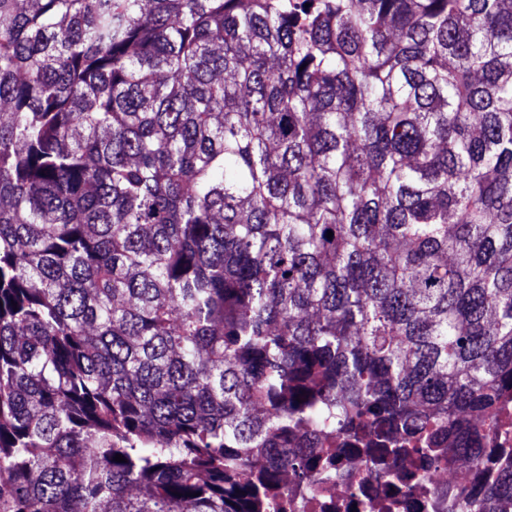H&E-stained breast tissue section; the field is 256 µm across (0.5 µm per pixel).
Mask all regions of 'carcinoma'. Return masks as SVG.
Returning a JSON list of instances; mask_svg holds the SVG:
<instances>
[{"mask_svg":"<svg viewBox=\"0 0 512 512\" xmlns=\"http://www.w3.org/2000/svg\"><path fill=\"white\" fill-rule=\"evenodd\" d=\"M2 104L0 512H286L331 437L512 505V0H0ZM430 476L432 491L435 494L445 498V505L448 510V492L455 493L464 491L471 498L480 502V509L483 507L485 479L484 475L478 468L463 460L457 458L455 461L438 463H427Z\"/></svg>","mask_w":512,"mask_h":512,"instance_id":"obj_1","label":"carcinoma"}]
</instances>
